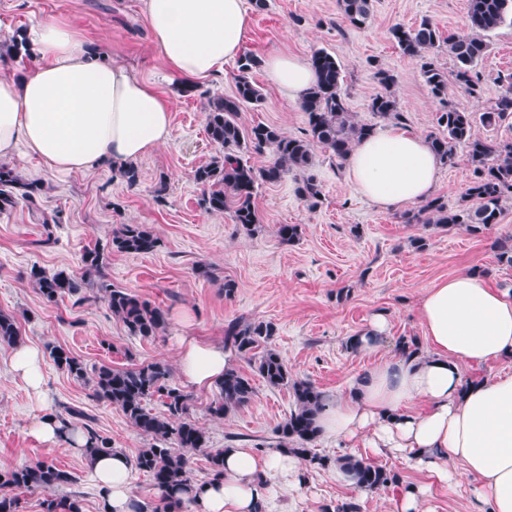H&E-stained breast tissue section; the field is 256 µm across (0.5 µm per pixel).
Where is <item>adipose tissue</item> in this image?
<instances>
[{"mask_svg": "<svg viewBox=\"0 0 512 512\" xmlns=\"http://www.w3.org/2000/svg\"><path fill=\"white\" fill-rule=\"evenodd\" d=\"M145 16L165 66L185 82L223 71L241 52L250 24L246 0H144ZM37 61L20 80L0 78V158L22 151L59 173L136 162L171 138L173 100L153 81L105 61L83 35L52 15L32 28ZM289 99L314 82L308 61L273 52L263 60ZM440 165L427 140L395 127L376 130L348 156L347 186L371 203L396 209L427 199ZM418 314L427 351L397 355L361 375L350 396L327 402L320 425L327 437L362 440L372 456L396 452L412 468L449 477L456 462L477 480L490 512H512V373L481 381L464 367L512 359V291L462 273L426 287ZM43 356L17 345L11 369L30 389L39 413L35 440L56 444L61 423L43 394ZM230 365L223 347L180 342L184 386L211 387ZM300 461L279 449L255 452L240 443L224 450V478L195 487L198 512H264L271 483L300 485ZM132 462L121 450L98 457L93 483L103 512H134Z\"/></svg>", "mask_w": 512, "mask_h": 512, "instance_id": "adipose-tissue-1", "label": "adipose tissue"}]
</instances>
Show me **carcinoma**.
I'll use <instances>...</instances> for the list:
<instances>
[{
	"mask_svg": "<svg viewBox=\"0 0 512 512\" xmlns=\"http://www.w3.org/2000/svg\"><path fill=\"white\" fill-rule=\"evenodd\" d=\"M342 22L351 28L365 27L372 12V0H338ZM512 23V0H467L468 33L445 34L430 19L423 18L412 27L397 24L390 30L400 52L416 61L432 96L441 105L436 121L438 132L429 138V146L440 165L455 168L465 162L469 181L461 200L454 206L440 197L429 198L416 210L403 213L405 224L450 229L460 227L481 237L493 224L500 223L502 203L512 200V138L491 140L476 130V124L496 128L512 119V73L498 77L505 91L481 114L448 100V82L462 87L469 97L480 99L484 75L479 63L487 55L486 37L505 22ZM448 47L454 62L451 72L435 61L436 53ZM12 60L28 58L26 38L12 36L3 42ZM309 64L315 81L302 96L306 115L302 135L293 137L279 127L259 123L245 128L239 123L240 112L247 106L258 107L263 93L252 80L261 59L244 53L237 60L234 76L235 93L215 96L206 108L205 132L209 141L222 149V156L195 169L193 179L201 187L200 205L210 213L231 214L232 220L246 234L261 228V215L255 204L257 189L263 184L280 181L290 172H306L312 165L313 150L321 147L341 165L364 138L375 132L372 125L359 124L349 112L347 93L343 90V69L336 56L325 49L312 53ZM384 92L373 96L369 109L380 119L399 124L403 113L391 93L397 82L394 73L385 69L375 72ZM464 154H459V148ZM269 150L273 161L255 166L248 161L251 152ZM45 191L41 181L28 180L8 164H0V215L25 206L37 215L39 223L59 226L60 213L51 214L39 207ZM304 200L317 204L321 188L315 178L304 175L296 187ZM159 245L148 224H120L112 233L109 248L128 254H147ZM493 248L499 265L512 268V234L495 239ZM84 273L80 276L64 270L49 273L32 266L29 282L48 304L66 296L78 301L104 304L112 316L122 321L129 335L156 337L167 326V313L159 306L142 301L124 288H115L105 273V248L94 246L81 256ZM276 328L270 322L254 321L229 324L226 336L238 355L251 363L253 375L234 367L224 372L216 383L217 395L209 406L210 414L222 419L229 411L250 403L255 395L252 376L261 378L271 388L286 387L292 393L294 407L275 430L276 447L297 456L307 469L327 466L328 458L313 452L321 436L318 417L324 408V395L310 381L293 376L283 357L271 347ZM20 328L14 317L0 314V344L20 341ZM55 365L76 380L91 385L93 396L120 409L136 430L150 438V447L140 450L133 460L136 470L147 474L161 494V505L139 504L136 512H186L193 501L178 493L196 483L187 453H200L208 462V480L224 479V449L212 448L206 431L190 416L191 398L172 381L170 366L161 360L148 364L112 367H87L69 351L56 345L47 346ZM161 400L166 412L149 408L153 398ZM63 430H81L87 443L88 461L98 454L112 452V441L95 428L94 418L82 408L70 406L61 417ZM336 467L350 475L356 487L373 492L399 483L398 475L365 463L354 456L335 460ZM74 482L71 473L54 463L42 460L21 467H0V512H17L16 492L41 490L42 512H82L77 496L57 497L52 491Z\"/></svg>",
	"mask_w": 512,
	"mask_h": 512,
	"instance_id": "cac0c4a2",
	"label": "carcinoma"
}]
</instances>
